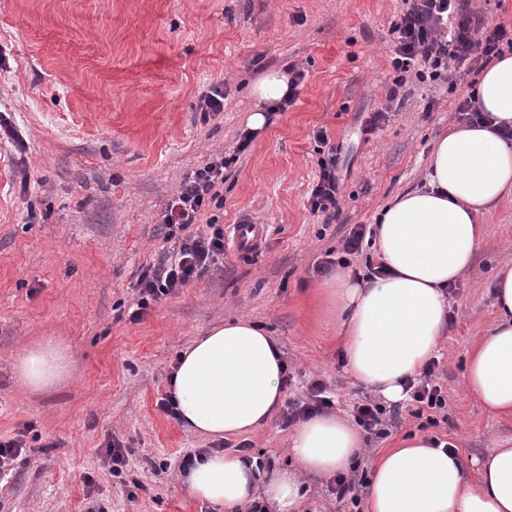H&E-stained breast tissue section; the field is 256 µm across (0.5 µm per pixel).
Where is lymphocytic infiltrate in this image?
I'll use <instances>...</instances> for the list:
<instances>
[{
	"label": "lymphocytic infiltrate",
	"mask_w": 512,
	"mask_h": 512,
	"mask_svg": "<svg viewBox=\"0 0 512 512\" xmlns=\"http://www.w3.org/2000/svg\"><path fill=\"white\" fill-rule=\"evenodd\" d=\"M403 4L389 29L391 65L397 74L394 90L387 93L389 103L395 100L397 87L405 83L444 82L453 87L459 69L481 72L493 60L512 51V31L502 25L490 26L482 15L468 9L463 0H403ZM389 103L366 117L365 132H374L385 124L391 112ZM255 137L254 131L243 130L234 154L212 155L202 167L184 177L163 216L165 237L176 241L177 251L174 256L160 258L138 275L137 310L132 314L133 319H140L150 302L177 294L223 259L226 232L217 218H206L205 213L210 206L222 202L225 171L237 163ZM314 140L322 154L317 160L318 175L307 204L312 213L323 214L326 221L332 222L340 215V157L326 129L316 130ZM437 366V360H430L407 383L414 418L444 410L448 403L447 391L435 380ZM333 406L326 385L315 380L301 397L289 400L283 419L289 424Z\"/></svg>",
	"instance_id": "lymphocytic-infiltrate-1"
}]
</instances>
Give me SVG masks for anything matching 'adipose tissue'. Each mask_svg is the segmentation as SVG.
Segmentation results:
<instances>
[{
	"label": "adipose tissue",
	"instance_id": "adipose-tissue-1",
	"mask_svg": "<svg viewBox=\"0 0 512 512\" xmlns=\"http://www.w3.org/2000/svg\"><path fill=\"white\" fill-rule=\"evenodd\" d=\"M288 90V76L271 71L253 93L249 117L264 128L268 105ZM478 111L512 125V54L495 61L474 89ZM425 189L405 194L379 217L378 257L390 276L366 280L339 273L324 284L322 309L333 317L348 374L386 401L404 399L403 384L438 351L448 323L445 290L472 264L483 235L484 210L512 195V142L486 125H464L441 137ZM497 318L478 338L466 385L482 406L512 415V259L495 276ZM23 381L36 390L70 375L64 353L46 345L18 358ZM284 362L276 342L250 319L211 328L181 352L171 392L186 426L212 439L238 437L267 424L282 404ZM362 439L342 415L301 422L290 437L297 468L257 477L241 456L215 451L199 457L183 482L217 508L238 507L255 494L274 512H299L301 474L330 476L361 455ZM369 512H512V440L498 439L470 484L459 454L423 436L403 440L374 463Z\"/></svg>",
	"mask_w": 512,
	"mask_h": 512
}]
</instances>
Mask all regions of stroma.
Here are the masks:
<instances>
[{"instance_id":"35a3bbf8","label":"stroma","mask_w":512,"mask_h":512,"mask_svg":"<svg viewBox=\"0 0 512 512\" xmlns=\"http://www.w3.org/2000/svg\"><path fill=\"white\" fill-rule=\"evenodd\" d=\"M401 0H0V111L28 150L0 142V438L24 433L28 451L0 486V512H215L181 481L185 454L209 442L159 407L178 353L196 336L244 316L278 342L299 397L325 382L337 411L369 397L345 370L336 333L317 304L325 253L355 224H374L395 197L423 187L436 139L457 125L459 95L440 85L425 112L418 84L394 87L386 49ZM296 66L297 101L269 124L224 178L221 224H265L257 251L223 263L179 293L129 315L138 274L171 252L162 220L182 179L232 152L261 75ZM224 86V110L202 120L199 103ZM394 101H387L390 88ZM391 103L387 123L363 133L366 113ZM341 148V214L325 223L308 193L318 172L313 132ZM39 182L21 186L13 158ZM49 211L32 224L29 211ZM484 237L459 288L437 354L448 420L419 428L400 405L388 437L365 438L348 474L368 483L377 456L408 436L456 445L470 481L512 417L484 409L465 385L467 359L495 315L493 279L512 246V195L479 218ZM66 348L71 377L34 393L17 357L38 343ZM282 417L238 442L288 470ZM129 448L121 473L109 440Z\"/></svg>"}]
</instances>
